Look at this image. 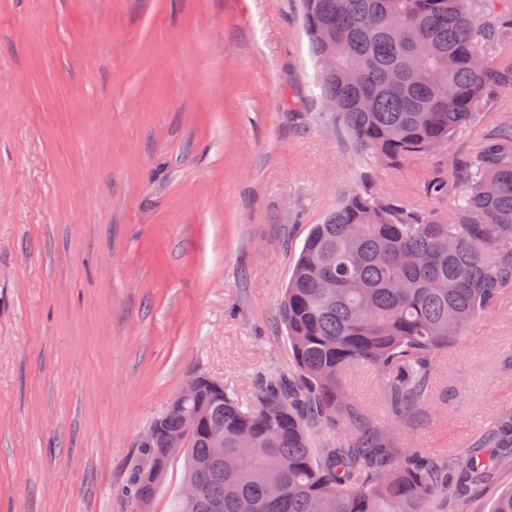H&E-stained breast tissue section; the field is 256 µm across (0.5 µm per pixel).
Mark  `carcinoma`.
<instances>
[{
    "mask_svg": "<svg viewBox=\"0 0 512 512\" xmlns=\"http://www.w3.org/2000/svg\"><path fill=\"white\" fill-rule=\"evenodd\" d=\"M319 97L367 164L399 166L460 136L422 186L449 202L424 211L359 187L312 225L280 305L297 373L269 374L243 407L200 375L137 442L121 495L154 500L172 462L194 483L176 512H431L512 461V407L496 435L429 457L401 448L352 403L344 378L373 367L396 429L428 413L437 359L512 293V0H301ZM336 438L314 447L319 428ZM224 438L214 455L212 438Z\"/></svg>",
    "mask_w": 512,
    "mask_h": 512,
    "instance_id": "obj_1",
    "label": "carcinoma"
}]
</instances>
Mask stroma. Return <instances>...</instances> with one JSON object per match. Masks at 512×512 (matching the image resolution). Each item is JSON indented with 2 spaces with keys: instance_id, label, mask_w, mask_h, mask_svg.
<instances>
[{
  "instance_id": "35a3bbf8",
  "label": "stroma",
  "mask_w": 512,
  "mask_h": 512,
  "mask_svg": "<svg viewBox=\"0 0 512 512\" xmlns=\"http://www.w3.org/2000/svg\"><path fill=\"white\" fill-rule=\"evenodd\" d=\"M318 94L299 0H0V512H126L190 378L249 406L294 373L279 303L345 188L437 209L443 155L366 167ZM510 345L512 297L399 446L467 447L512 405ZM348 382L387 426L376 371Z\"/></svg>"
}]
</instances>
